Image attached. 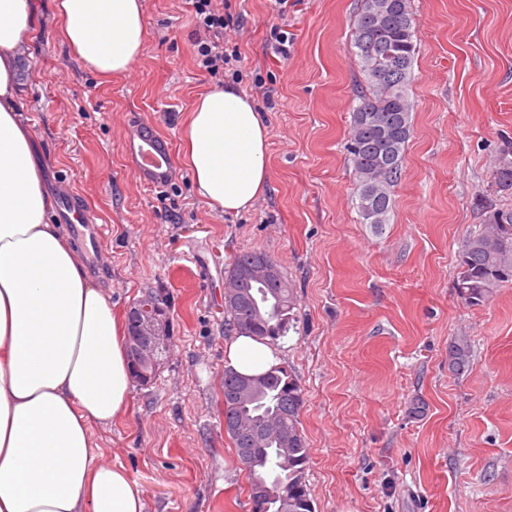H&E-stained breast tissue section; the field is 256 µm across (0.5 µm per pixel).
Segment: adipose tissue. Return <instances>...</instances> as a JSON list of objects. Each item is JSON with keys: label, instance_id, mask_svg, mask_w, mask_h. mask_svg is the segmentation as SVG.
<instances>
[{"label": "adipose tissue", "instance_id": "obj_1", "mask_svg": "<svg viewBox=\"0 0 512 512\" xmlns=\"http://www.w3.org/2000/svg\"><path fill=\"white\" fill-rule=\"evenodd\" d=\"M59 34L104 80L144 49V0H56ZM31 0H0V512H145L123 467L93 449L91 428L127 411L132 377L123 327L64 228L13 100ZM269 131L234 85L195 99L180 162L201 199L237 214L270 180ZM228 365L257 374L272 348L234 334Z\"/></svg>", "mask_w": 512, "mask_h": 512}]
</instances>
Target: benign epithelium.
<instances>
[{"mask_svg":"<svg viewBox=\"0 0 512 512\" xmlns=\"http://www.w3.org/2000/svg\"><path fill=\"white\" fill-rule=\"evenodd\" d=\"M167 307L160 296H145L130 312L131 330L128 333L126 346L137 351L138 361L134 362V378L141 383L148 382L149 375L144 371L145 362L159 368L160 359L156 353L167 344Z\"/></svg>","mask_w":512,"mask_h":512,"instance_id":"1","label":"benign epithelium"}]
</instances>
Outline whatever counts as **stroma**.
I'll return each mask as SVG.
<instances>
[{"mask_svg": "<svg viewBox=\"0 0 512 512\" xmlns=\"http://www.w3.org/2000/svg\"><path fill=\"white\" fill-rule=\"evenodd\" d=\"M361 4L300 0L283 19L273 0H216L239 20L240 88L268 127L272 172L254 207L227 215L177 158L186 116L214 84L194 62L188 0H146L144 52L109 81L70 54L53 0H37L17 104L47 187L76 192L106 225L85 263L115 313L150 290L168 301L164 366L134 386L124 418L92 429L146 512H251L222 385L224 271L253 250L278 260L297 297L273 349L303 389L316 512H512V283L475 307L454 288L475 198L512 138V0H411L412 134L385 224L360 222L345 150L364 82L351 48ZM144 127L172 158L166 179L139 167ZM460 338L473 350L461 370Z\"/></svg>", "mask_w": 512, "mask_h": 512, "instance_id": "1", "label": "stroma"}]
</instances>
